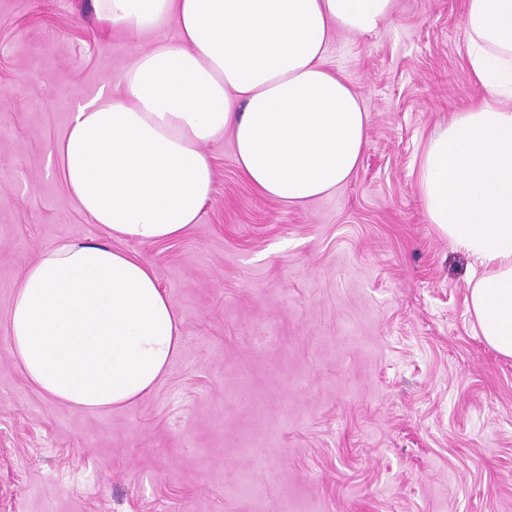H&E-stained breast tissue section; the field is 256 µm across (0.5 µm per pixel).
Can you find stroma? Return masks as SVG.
<instances>
[{
	"label": "stroma",
	"instance_id": "35a3bbf8",
	"mask_svg": "<svg viewBox=\"0 0 512 512\" xmlns=\"http://www.w3.org/2000/svg\"><path fill=\"white\" fill-rule=\"evenodd\" d=\"M465 0H395L328 63L368 115L358 169L302 206L257 194L232 139L178 239L108 240L49 155L136 54L93 0H0V512H512V359L467 311L472 261L428 224L416 168L480 96ZM111 241L156 267L184 342L144 398L50 402L6 340L26 268Z\"/></svg>",
	"mask_w": 512,
	"mask_h": 512
}]
</instances>
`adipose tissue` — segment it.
Instances as JSON below:
<instances>
[{
    "mask_svg": "<svg viewBox=\"0 0 512 512\" xmlns=\"http://www.w3.org/2000/svg\"><path fill=\"white\" fill-rule=\"evenodd\" d=\"M138 37L173 21L180 41L141 51L112 94L78 106L56 146L78 208L107 241L59 242L24 272L8 317L13 357L52 402L82 411L148 395L180 348L181 322L142 257L111 238L159 242L197 223L213 190L207 145L232 137L261 196L303 205L347 182L367 114L326 65L333 33L383 30L393 0H95ZM481 98L438 127L417 164L427 220L480 269L468 309L512 358V0H466Z\"/></svg>",
    "mask_w": 512,
    "mask_h": 512,
    "instance_id": "1",
    "label": "adipose tissue"
}]
</instances>
